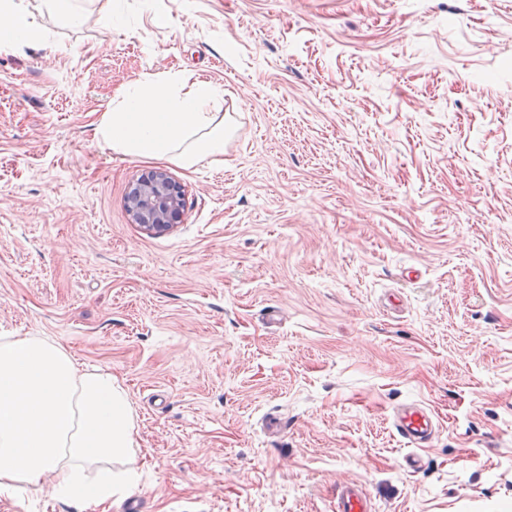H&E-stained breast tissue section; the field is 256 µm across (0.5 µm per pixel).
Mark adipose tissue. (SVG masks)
<instances>
[{
	"mask_svg": "<svg viewBox=\"0 0 512 512\" xmlns=\"http://www.w3.org/2000/svg\"><path fill=\"white\" fill-rule=\"evenodd\" d=\"M101 5L115 27L124 18L110 0H42L65 27ZM48 39L28 0H0V52ZM223 87L206 80L183 90L178 77L136 82L96 129L122 157H161L191 167L224 153ZM138 454L124 389L111 373L83 368L62 345L41 336L0 338V493L51 484L55 497L100 505L134 485Z\"/></svg>",
	"mask_w": 512,
	"mask_h": 512,
	"instance_id": "obj_1",
	"label": "adipose tissue"
}]
</instances>
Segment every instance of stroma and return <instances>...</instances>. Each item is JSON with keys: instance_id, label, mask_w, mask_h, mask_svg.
Wrapping results in <instances>:
<instances>
[{"instance_id": "1", "label": "stroma", "mask_w": 512, "mask_h": 512, "mask_svg": "<svg viewBox=\"0 0 512 512\" xmlns=\"http://www.w3.org/2000/svg\"><path fill=\"white\" fill-rule=\"evenodd\" d=\"M0 52V336L125 388L145 512H512V0H117ZM224 89V157L95 139L119 92ZM162 169V234L127 197ZM439 420L411 470L391 427ZM288 421L269 434L270 416ZM0 512H78L49 487ZM184 207L185 199L180 188L163 170L152 171L141 180L128 200L133 222L155 232L172 229ZM391 426L398 437L412 448H428L437 432L434 414L421 403H401L393 408ZM336 512H371L367 494L355 483L341 485L336 491Z\"/></svg>"}]
</instances>
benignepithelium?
<instances>
[{
  "label": "benign epithelium",
  "mask_w": 512,
  "mask_h": 512,
  "mask_svg": "<svg viewBox=\"0 0 512 512\" xmlns=\"http://www.w3.org/2000/svg\"><path fill=\"white\" fill-rule=\"evenodd\" d=\"M185 207L180 188L163 170L141 180L128 200L132 220L150 231L165 232L174 227Z\"/></svg>",
  "instance_id": "obj_1"
}]
</instances>
